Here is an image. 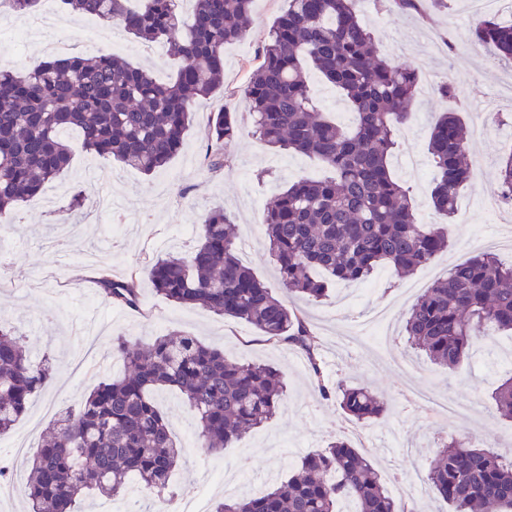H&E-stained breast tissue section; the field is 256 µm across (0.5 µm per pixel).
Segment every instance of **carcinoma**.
I'll list each match as a JSON object with an SVG mask.
<instances>
[{"mask_svg":"<svg viewBox=\"0 0 512 512\" xmlns=\"http://www.w3.org/2000/svg\"><path fill=\"white\" fill-rule=\"evenodd\" d=\"M376 0L380 9L421 14L427 2ZM60 0L70 12L123 25L144 42L165 41L182 65L174 80L114 54L43 61L22 75L0 71V218L58 179L72 159L70 133L82 149L150 175L183 149L195 104L224 87V46L244 38L255 0H195L185 21L180 0ZM476 41L512 63V20L487 17L471 30ZM314 71L341 92L354 119L332 120L314 96ZM419 84V70L395 65L379 51L361 17L360 0H287L273 21L261 63L240 89L253 110L256 134L279 151L316 159L330 175L304 178L279 192L267 209L269 254L282 286L319 302L335 283L363 281L385 267L410 273L448 246V230L419 223L410 188L390 158ZM239 129L233 115L215 114L207 132V165L224 167V146ZM468 126L457 112L435 122L427 150L436 169L430 199L453 218L470 178ZM498 192L512 200V150L498 160ZM235 224L221 207L207 213L197 245L186 257L156 258L149 276L170 302L198 305L240 319L259 335L303 353L321 398L366 423L388 409L364 386H336L322 378L316 336L235 253ZM103 299L140 306L136 275L97 278ZM404 334L433 364L457 368L477 342L512 335V265L489 251L453 265L412 306ZM112 355L125 366L99 383L75 410L54 421L30 460V512H71L87 492L113 499L129 480L162 495L183 458L168 419L153 395L179 391L197 420L198 444L224 451L261 428L281 408V372L266 364L227 361L220 348L180 332L146 340L117 336ZM51 375L48 360L31 357L15 330L0 324V435L25 412L29 397ZM496 414L512 421V369L492 392ZM426 480L451 512H512V456L453 439L429 464ZM411 512L391 496L376 465L348 441L336 439L308 454L287 481L250 497L218 502L213 512Z\"/></svg>","mask_w":512,"mask_h":512,"instance_id":"carcinoma-1","label":"carcinoma"}]
</instances>
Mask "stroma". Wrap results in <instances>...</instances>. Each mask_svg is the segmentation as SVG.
<instances>
[{"label": "stroma", "instance_id": "obj_1", "mask_svg": "<svg viewBox=\"0 0 512 512\" xmlns=\"http://www.w3.org/2000/svg\"><path fill=\"white\" fill-rule=\"evenodd\" d=\"M467 0L433 8L425 16L364 10L365 22L375 32L386 58L410 63L423 57L436 80L448 81L457 93L449 99L437 90L418 88L412 117L397 138L392 156L410 187L417 218L423 224L448 229L450 246L432 262L407 277L384 269L365 281L366 292L355 295L353 286L330 287L319 303L307 302L281 286L266 248L265 210L289 184L320 175L309 157L277 152L255 132L253 117L239 90L259 65V50L268 39L272 21L284 0H255L253 22L246 37L224 49V90L200 100L184 138V148L168 167L147 176L116 162L75 151L67 171L46 184L41 196L15 208L0 228V323L13 327L37 358L49 357L53 372L32 397L10 435L0 436V463L6 478L18 486L11 497H0V512H29L24 493L30 451L39 447L56 412L75 408L100 382L122 375L123 366L112 355L115 336H153L155 322L164 332L182 331L223 349L226 359L242 364L264 362L278 368L287 387L284 405L264 427L233 442L224 453L211 456L186 445L182 462L171 481L179 497L201 492L207 508L223 500L225 485L236 497L253 494L269 483L287 479L300 459L344 437L364 455L375 459L387 490L414 471H427L437 447L450 438L478 437L494 432L500 446H512V422L497 417L490 393L507 365L512 338L496 337L478 346L472 358L448 372L416 355L403 334V320L417 298L435 280L469 253L484 249L491 235L512 236V224L489 223L477 207L461 218L447 219L431 205L432 160L426 150L437 118L456 104L472 106L491 95L505 79H512V64L498 62L489 47L466 46L475 22L467 16ZM56 31L38 25V14L19 15L0 8V70L22 73L49 57L52 37L67 41L72 52L93 55L103 51L101 40L89 29V18L57 10ZM454 35L461 51L437 52L435 34ZM121 56L134 66L146 67L162 81L174 76L178 63L167 46L145 44L121 34ZM228 109L236 116L238 138L228 146V161L221 171L204 163L206 132L213 115ZM512 128V102L501 101L490 117V128L479 140H469L470 158L480 159L483 174L462 189L464 200L491 195L497 190V161L504 150L501 128ZM415 151L424 170L416 180L400 160ZM82 192L80 212L69 207L72 193ZM223 207L237 226L235 251L288 309L305 316L318 341L323 368L331 382L370 387L384 394L388 410L362 425L349 418L336 400H322L305 357L280 343L263 341L244 321L219 316L199 306H181L158 295L149 281L156 256L169 252L188 255L196 246L202 217ZM60 224H74L78 234L71 246L57 253L47 247ZM111 268L115 276L137 275L141 307L133 310L108 304L94 277ZM413 385L466 405L467 411L449 419L424 412L402 393L404 378ZM177 442L196 433V419L174 390L156 394Z\"/></svg>", "mask_w": 512, "mask_h": 512}]
</instances>
